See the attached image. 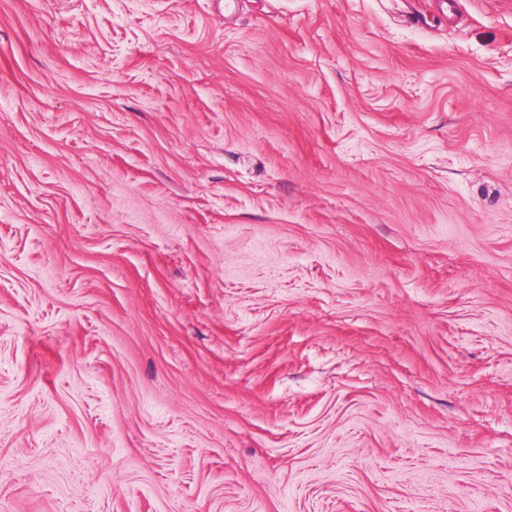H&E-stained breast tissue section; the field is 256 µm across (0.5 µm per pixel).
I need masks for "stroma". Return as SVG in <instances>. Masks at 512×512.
<instances>
[{
	"label": "stroma",
	"mask_w": 512,
	"mask_h": 512,
	"mask_svg": "<svg viewBox=\"0 0 512 512\" xmlns=\"http://www.w3.org/2000/svg\"><path fill=\"white\" fill-rule=\"evenodd\" d=\"M0 512H512V0H0Z\"/></svg>",
	"instance_id": "obj_1"
}]
</instances>
